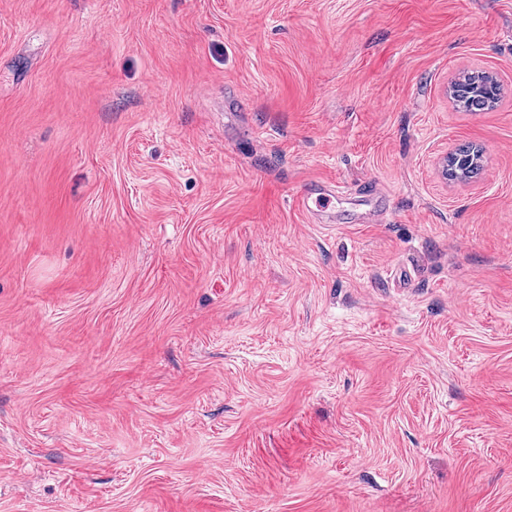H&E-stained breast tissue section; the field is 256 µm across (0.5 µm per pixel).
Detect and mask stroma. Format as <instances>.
<instances>
[{
    "label": "stroma",
    "mask_w": 512,
    "mask_h": 512,
    "mask_svg": "<svg viewBox=\"0 0 512 512\" xmlns=\"http://www.w3.org/2000/svg\"><path fill=\"white\" fill-rule=\"evenodd\" d=\"M0 512H512V0H0ZM470 79H471V81L469 83H466V82L462 83L459 81H455L456 87H460L459 94H455L457 90L454 89V86L451 85V87H450L451 98L454 101H455L454 97L458 98V100H460L461 102H460V104H457V103L456 104L459 105L461 108H463L466 112H484V111H488L491 108H493L498 103L500 95H501V92H500L501 89H500L499 84H497L495 87L493 97H483L480 94L481 93L480 87H482L484 85H480V86L473 85V83L475 81L480 80V76L475 75V76L471 77ZM452 93H453L454 97L452 96ZM487 100L493 104H488Z\"/></svg>",
    "instance_id": "stroma-1"
}]
</instances>
